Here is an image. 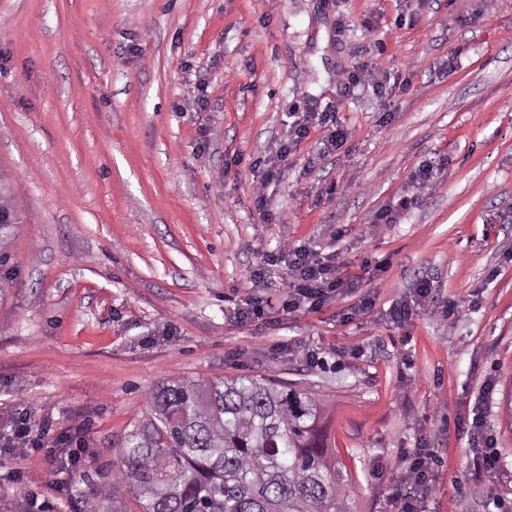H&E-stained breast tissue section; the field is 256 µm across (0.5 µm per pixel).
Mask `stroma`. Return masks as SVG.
<instances>
[{"label":"stroma","mask_w":512,"mask_h":512,"mask_svg":"<svg viewBox=\"0 0 512 512\" xmlns=\"http://www.w3.org/2000/svg\"><path fill=\"white\" fill-rule=\"evenodd\" d=\"M364 63L385 95L345 88ZM305 103L336 110L343 154L315 126L279 179L227 172L275 159ZM0 185V431L24 415L84 457L59 474L48 448L0 450V512H79L159 382L245 374L325 396L351 512H394L418 448L428 512L512 506V0H0ZM287 243L339 256L355 290L281 312L286 270L262 257ZM423 281L425 309L387 324ZM251 295L266 320L237 318ZM475 428H479L477 422H472ZM477 436L473 437L477 446H480L478 462L480 471L489 485H495L499 475V457L495 448V439L491 434L477 430Z\"/></svg>","instance_id":"1"}]
</instances>
